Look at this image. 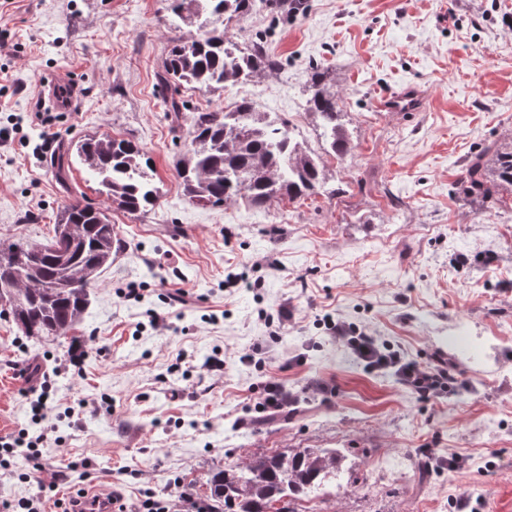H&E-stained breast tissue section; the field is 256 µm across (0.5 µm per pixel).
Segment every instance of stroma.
Returning <instances> with one entry per match:
<instances>
[{
	"label": "stroma",
	"instance_id": "obj_1",
	"mask_svg": "<svg viewBox=\"0 0 512 512\" xmlns=\"http://www.w3.org/2000/svg\"><path fill=\"white\" fill-rule=\"evenodd\" d=\"M276 17L258 7L237 41L263 36L281 66L205 92L189 107L221 111L249 97L321 157L326 190L261 206L194 204L176 174L186 121L166 112L158 84L173 33L164 0H0V241L43 243L60 206L87 198L108 208L120 243L101 274L80 340L24 336L0 319V436L47 434L41 471L16 449L0 475V512L57 487L43 512L80 491L138 512L193 480L205 500L211 471L254 453L335 451L334 477L293 501L295 512H512V209L498 193L474 199L461 178L485 146L512 145V0H306ZM338 97L353 150L326 155L307 110L312 66ZM68 72L75 111L49 127L44 83ZM408 85L425 104L382 112ZM87 133L134 139L151 156L159 200L145 214L109 207L83 164L68 182L52 164ZM245 275L244 284L227 278ZM140 297L126 300L129 285ZM185 304L169 305L174 289ZM170 326H150L153 314ZM355 326L422 367L447 363L455 382L425 401L394 374L371 373L330 337L325 315ZM262 345L264 371L239 357ZM222 370L210 369L213 358ZM50 374L34 416L29 385ZM295 406L239 422L269 378ZM333 388L330 398L316 390ZM460 457L457 473L418 468ZM88 468H80V461ZM37 481H25L29 472Z\"/></svg>",
	"mask_w": 512,
	"mask_h": 512
}]
</instances>
